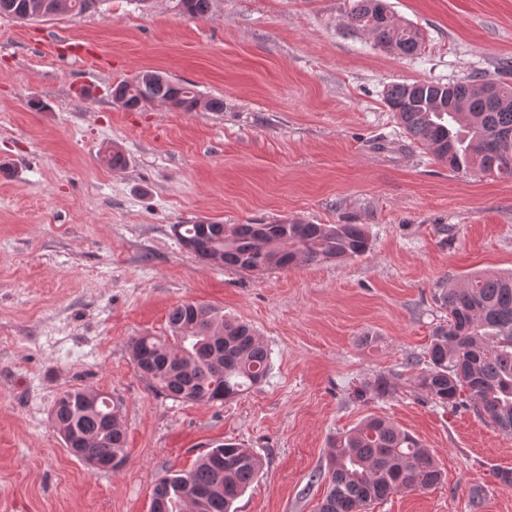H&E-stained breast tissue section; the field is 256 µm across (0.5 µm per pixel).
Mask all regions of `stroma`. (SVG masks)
Returning a JSON list of instances; mask_svg holds the SVG:
<instances>
[{
  "label": "stroma",
  "mask_w": 512,
  "mask_h": 512,
  "mask_svg": "<svg viewBox=\"0 0 512 512\" xmlns=\"http://www.w3.org/2000/svg\"><path fill=\"white\" fill-rule=\"evenodd\" d=\"M419 27L397 57L344 25L346 0H101L47 20L0 17V512H149L164 477L231 440L262 461L236 512H318L337 436L370 414L444 472L371 512H512V435L414 383L446 312L436 297L512 271V181L455 172L383 102L392 82L512 84V0H387ZM147 71L224 109L128 110L111 87ZM128 164L112 169L107 148ZM362 224L363 256L240 273L205 263L176 224ZM206 303L253 326L267 379L233 400L182 403L140 377L130 342ZM386 376L392 396L365 382ZM112 397L125 463L75 458L50 421L67 389Z\"/></svg>",
  "instance_id": "obj_1"
}]
</instances>
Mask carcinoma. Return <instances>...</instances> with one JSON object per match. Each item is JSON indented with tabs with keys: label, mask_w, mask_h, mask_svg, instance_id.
<instances>
[{
	"label": "carcinoma",
	"mask_w": 512,
	"mask_h": 512,
	"mask_svg": "<svg viewBox=\"0 0 512 512\" xmlns=\"http://www.w3.org/2000/svg\"><path fill=\"white\" fill-rule=\"evenodd\" d=\"M212 0H178L181 11L203 17ZM100 0H0V16L15 19L83 14ZM345 25L369 35L379 50L412 57L423 43L421 30L398 22L385 0H348ZM112 99L135 109L152 103L224 109L218 98L202 99L188 84L147 71L112 86ZM384 103L407 138L428 149L456 172L512 180V86L476 73L459 82L424 80L392 83ZM178 241L194 243V254L219 257L222 267L244 273L301 265L341 263L364 255L369 237L361 224H175ZM448 322L435 329L425 351L427 366L416 375L419 388L441 406L468 407L499 431L512 435V273H486L441 290ZM170 335L138 336L131 357L157 392L174 400L222 403L261 384L270 353L246 323L199 303H183L168 316ZM379 398L394 386L380 375L366 383ZM62 440L86 462L122 459L126 435L109 396L84 388L63 391L50 412ZM260 459L226 440L188 471L161 479L153 496L171 504L167 512H195L178 499L184 486L205 502L202 512H231L234 502L257 480ZM330 487L319 512H368L376 501L402 490L438 484L441 469L429 451L390 421L369 416L336 438L330 459Z\"/></svg>",
	"instance_id": "1"
}]
</instances>
